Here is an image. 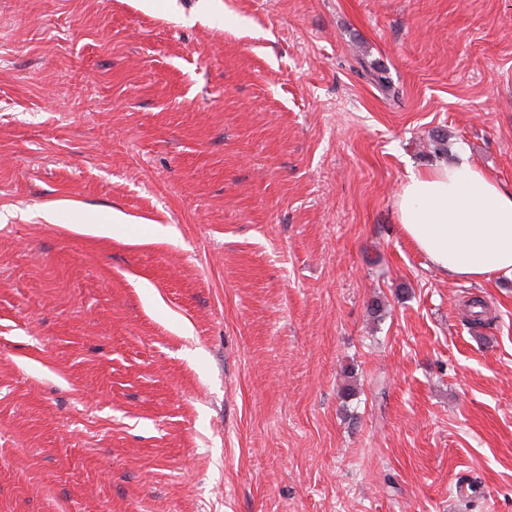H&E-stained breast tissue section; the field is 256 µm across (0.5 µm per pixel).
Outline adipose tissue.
I'll use <instances>...</instances> for the list:
<instances>
[{
  "label": "adipose tissue",
  "mask_w": 512,
  "mask_h": 512,
  "mask_svg": "<svg viewBox=\"0 0 512 512\" xmlns=\"http://www.w3.org/2000/svg\"><path fill=\"white\" fill-rule=\"evenodd\" d=\"M396 205L406 237L441 273L512 278V186L488 176L466 151L411 173Z\"/></svg>",
  "instance_id": "ef3b65f1"
}]
</instances>
